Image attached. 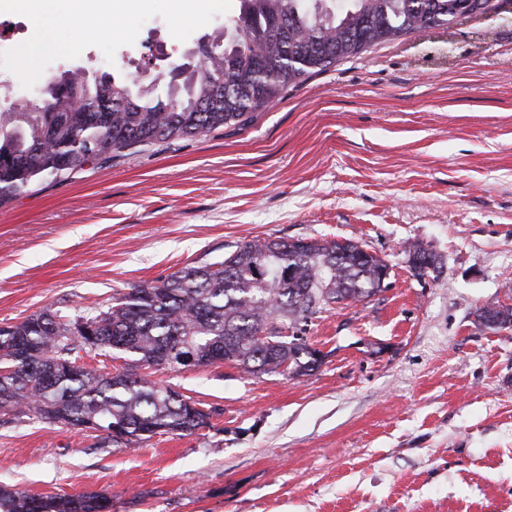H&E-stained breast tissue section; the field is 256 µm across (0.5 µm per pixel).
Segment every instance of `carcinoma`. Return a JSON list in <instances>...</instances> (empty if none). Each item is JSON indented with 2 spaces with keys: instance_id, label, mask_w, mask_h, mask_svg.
<instances>
[{
  "instance_id": "carcinoma-1",
  "label": "carcinoma",
  "mask_w": 512,
  "mask_h": 512,
  "mask_svg": "<svg viewBox=\"0 0 512 512\" xmlns=\"http://www.w3.org/2000/svg\"><path fill=\"white\" fill-rule=\"evenodd\" d=\"M466 0H241L210 56L165 95L157 76L83 78L64 70L40 105L0 112V208L40 180L64 179L125 150L242 128L288 88L374 46L449 26ZM80 105L74 112L72 102ZM415 275L439 277L437 257L406 246ZM388 264L351 240L266 238L220 262L141 283L110 306L67 320L45 309L0 327V422L33 416L74 430L104 429L103 443L132 448L157 434H191L210 413L137 369L178 371L228 362L248 375L311 374L323 363L306 333L336 303L384 291ZM488 330L512 306L479 308ZM77 350L124 361L101 373ZM104 493L31 495L0 487V512H111Z\"/></svg>"
}]
</instances>
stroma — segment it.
I'll return each mask as SVG.
<instances>
[{
    "mask_svg": "<svg viewBox=\"0 0 512 512\" xmlns=\"http://www.w3.org/2000/svg\"><path fill=\"white\" fill-rule=\"evenodd\" d=\"M240 0L191 21L177 0H112L121 37L51 28L0 49L14 93L75 67L166 72ZM353 240L389 286L313 318L311 375L227 363L145 378L207 427L113 448L22 416L0 424V486L104 492L112 512H512V14L404 36L340 62L241 129L125 151L0 208V326L74 317L258 238ZM441 261L419 281L407 243ZM479 312H481L480 317L485 320L484 325L488 330L499 331L512 328V306L504 304L491 305V307L483 306L476 310V313ZM508 320L510 326L506 327Z\"/></svg>",
    "mask_w": 512,
    "mask_h": 512,
    "instance_id": "stroma-1",
    "label": "stroma"
}]
</instances>
